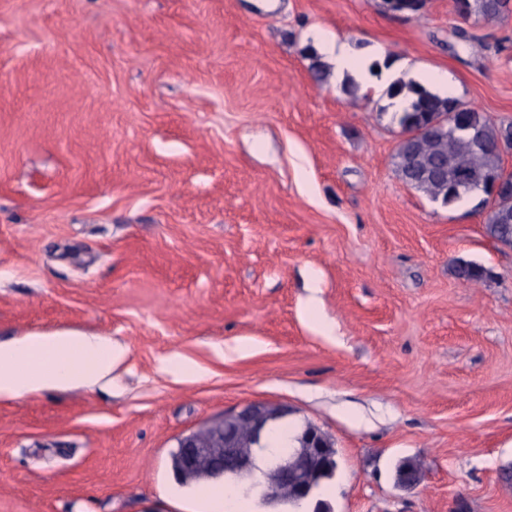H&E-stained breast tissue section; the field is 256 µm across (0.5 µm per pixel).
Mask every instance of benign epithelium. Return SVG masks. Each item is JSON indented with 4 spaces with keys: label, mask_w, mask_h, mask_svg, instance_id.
<instances>
[{
    "label": "benign epithelium",
    "mask_w": 512,
    "mask_h": 512,
    "mask_svg": "<svg viewBox=\"0 0 512 512\" xmlns=\"http://www.w3.org/2000/svg\"><path fill=\"white\" fill-rule=\"evenodd\" d=\"M273 405L265 402H251L238 409L213 419L203 427L207 432L192 431L178 440L183 466L193 470L205 460L217 474L224 473V467H235L240 463L236 448L240 447L239 423L250 426L253 441L261 445L268 426V411Z\"/></svg>",
    "instance_id": "benign-epithelium-1"
}]
</instances>
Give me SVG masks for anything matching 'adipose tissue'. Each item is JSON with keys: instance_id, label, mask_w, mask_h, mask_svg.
Instances as JSON below:
<instances>
[{"instance_id": "1", "label": "adipose tissue", "mask_w": 512, "mask_h": 512, "mask_svg": "<svg viewBox=\"0 0 512 512\" xmlns=\"http://www.w3.org/2000/svg\"><path fill=\"white\" fill-rule=\"evenodd\" d=\"M316 47L337 76L354 74L365 86L372 65L384 59L379 51L358 57L348 44L326 34L320 35ZM122 356L111 340L94 334L70 329L25 334L0 343V398L16 400L45 389L100 382Z\"/></svg>"}]
</instances>
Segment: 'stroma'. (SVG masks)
Instances as JSON below:
<instances>
[{"label": "stroma", "mask_w": 512, "mask_h": 512, "mask_svg": "<svg viewBox=\"0 0 512 512\" xmlns=\"http://www.w3.org/2000/svg\"><path fill=\"white\" fill-rule=\"evenodd\" d=\"M319 33L512 123V12L0 0V341L125 352L103 387L0 400V512H208L223 480L171 454L254 401L331 438L332 512H512V249L397 177L390 99L316 81Z\"/></svg>", "instance_id": "obj_1"}]
</instances>
